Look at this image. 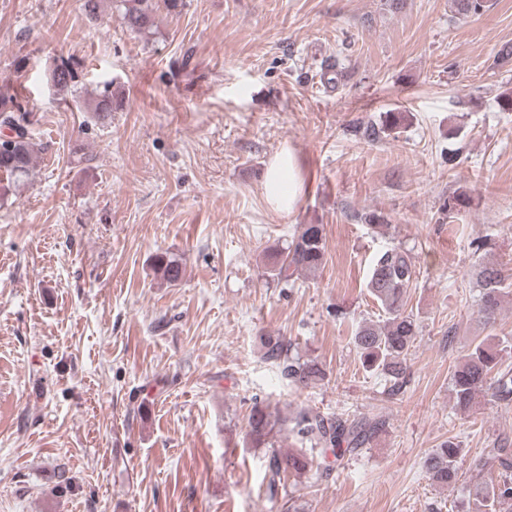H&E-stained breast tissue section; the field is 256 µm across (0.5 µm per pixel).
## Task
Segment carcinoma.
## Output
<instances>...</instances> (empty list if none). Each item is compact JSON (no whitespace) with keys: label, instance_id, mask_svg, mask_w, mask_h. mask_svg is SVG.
Instances as JSON below:
<instances>
[{"label":"carcinoma","instance_id":"1","mask_svg":"<svg viewBox=\"0 0 512 512\" xmlns=\"http://www.w3.org/2000/svg\"><path fill=\"white\" fill-rule=\"evenodd\" d=\"M459 14L477 16L489 7V0H455ZM168 13H178L184 0H112L117 19L127 29L148 35L154 33L159 6ZM79 72L69 57L61 56L49 70V82L59 92H70L79 84ZM118 103L112 82H105L95 91L91 101L83 107L94 113L99 121L111 116ZM407 121L404 112H385L382 129L395 131ZM39 119L29 101L18 93L0 92V199L20 186L32 174L41 144L34 138ZM474 198L465 189H457L448 196L443 213L453 219L470 208ZM326 239L324 225L301 224L284 250L268 257V277L279 283H289L301 274L319 270L324 262ZM161 278L169 283L182 277V266L174 258H158ZM481 288L478 315L485 324L495 323L501 297L512 279V269L506 265L479 263L474 271ZM417 280V267L411 250L395 245L379 251L373 258L366 288L380 304L386 315L381 323L364 322L355 330L353 345L366 370L391 383V391L398 392L405 383L407 360L418 336L419 326L413 311L407 309L409 290ZM264 358L276 364L280 377L297 387L316 386L325 379L318 362L302 360L291 355L290 344L281 336L263 337ZM451 391L459 411L478 408L481 398L490 396L499 405H512V369L502 367L499 345L485 340L473 345L457 365L451 376ZM297 434L323 447L351 452L377 434L383 422L370 417L343 419L325 415L312 407L301 408L293 418ZM288 418L273 413L270 406L253 402L247 414L244 445L247 448H269L265 480L269 497L278 494L288 478L306 476L314 460L301 448H284ZM461 450L452 440L444 441L429 453L423 468L428 479L440 488H453L461 474L458 459ZM499 467L512 470V448L505 442L493 443L470 459L472 473L467 497L457 512H512V479L506 477L496 483L481 480V475Z\"/></svg>","mask_w":512,"mask_h":512}]
</instances>
